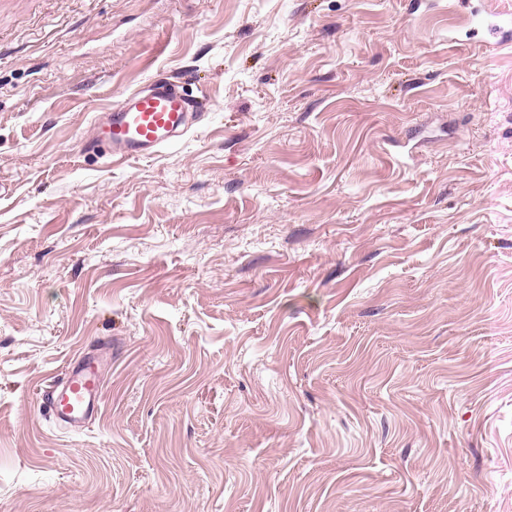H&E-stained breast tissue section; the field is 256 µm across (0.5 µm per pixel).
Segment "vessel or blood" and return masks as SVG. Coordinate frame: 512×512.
Here are the masks:
<instances>
[{
    "instance_id": "vessel-or-blood-1",
    "label": "vessel or blood",
    "mask_w": 512,
    "mask_h": 512,
    "mask_svg": "<svg viewBox=\"0 0 512 512\" xmlns=\"http://www.w3.org/2000/svg\"><path fill=\"white\" fill-rule=\"evenodd\" d=\"M486 15L494 22L488 27L495 47L512 42V10L488 6ZM192 104L185 95L163 79L153 80L143 90L125 94L111 106L99 125V135L84 142L83 152L104 149L115 161L147 158L162 148L179 144L187 134ZM101 376L89 360L74 365L55 383L46 398L52 420L60 426L78 430L100 411Z\"/></svg>"
}]
</instances>
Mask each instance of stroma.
Wrapping results in <instances>:
<instances>
[{
	"mask_svg": "<svg viewBox=\"0 0 512 512\" xmlns=\"http://www.w3.org/2000/svg\"><path fill=\"white\" fill-rule=\"evenodd\" d=\"M449 5L0 0V512H512V46ZM156 77L181 143L83 154ZM45 403L49 417L58 425L72 430L85 427L99 413L102 403L97 365L90 360L74 365L50 388Z\"/></svg>",
	"mask_w": 512,
	"mask_h": 512,
	"instance_id": "1",
	"label": "stroma"
}]
</instances>
